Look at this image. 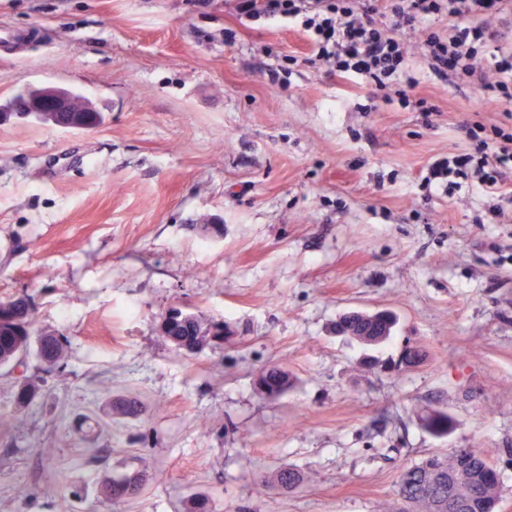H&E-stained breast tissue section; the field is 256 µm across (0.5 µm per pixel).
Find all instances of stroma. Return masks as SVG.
Instances as JSON below:
<instances>
[{
  "mask_svg": "<svg viewBox=\"0 0 512 512\" xmlns=\"http://www.w3.org/2000/svg\"><path fill=\"white\" fill-rule=\"evenodd\" d=\"M1 30L0 100L69 86L105 119L0 123V297L27 291L71 344L26 409L0 374V512H183L193 493L216 512H385L403 466L469 446L491 449L512 512V173L496 193L427 178L497 109L420 60L429 109L402 108L233 0H0ZM176 304L225 321L223 349L173 350ZM382 310L381 345L336 328ZM409 341L426 358L397 368ZM271 364L293 377L276 400L255 386ZM125 396L140 419L108 415ZM429 410L456 428L434 436ZM284 465L305 484L254 483ZM141 469L163 477L102 497ZM162 472L138 470L130 474L109 476L101 484L103 495L114 502H127L139 498L147 485L162 477Z\"/></svg>",
  "mask_w": 512,
  "mask_h": 512,
  "instance_id": "35a3bbf8",
  "label": "stroma"
}]
</instances>
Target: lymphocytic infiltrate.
<instances>
[{"mask_svg": "<svg viewBox=\"0 0 512 512\" xmlns=\"http://www.w3.org/2000/svg\"><path fill=\"white\" fill-rule=\"evenodd\" d=\"M512 11V0H235V12L251 22L297 24L313 60L343 79H362L374 90L396 87L402 107L423 109L412 67L421 54L443 80L458 79L484 103L512 120V46L497 44L494 27ZM448 19L447 32L429 27ZM420 31L418 46L407 32ZM467 145L448 162L432 167L431 179L475 173L487 189L499 190L512 169V133L499 125L471 123Z\"/></svg>", "mask_w": 512, "mask_h": 512, "instance_id": "f902f5d3", "label": "lymphocytic infiltrate"}]
</instances>
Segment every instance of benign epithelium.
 Returning a JSON list of instances; mask_svg holds the SVG:
<instances>
[{
	"instance_id": "obj_1",
	"label": "benign epithelium",
	"mask_w": 512,
	"mask_h": 512,
	"mask_svg": "<svg viewBox=\"0 0 512 512\" xmlns=\"http://www.w3.org/2000/svg\"><path fill=\"white\" fill-rule=\"evenodd\" d=\"M95 111L87 103L76 100V93L58 87H41L20 100H13L0 107V119L7 112H19L30 121L63 130H91L96 121L86 118Z\"/></svg>"
}]
</instances>
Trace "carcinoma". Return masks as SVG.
Wrapping results in <instances>:
<instances>
[{
	"mask_svg": "<svg viewBox=\"0 0 512 512\" xmlns=\"http://www.w3.org/2000/svg\"><path fill=\"white\" fill-rule=\"evenodd\" d=\"M222 321L204 320L195 314L179 317L165 339L186 356L205 350L224 348ZM70 342L53 329L35 327L32 298L25 292L0 298V368L24 372L16 378L15 401L21 408L30 405L40 392L44 375L63 374L67 366ZM422 361V350L407 345L399 365L412 368ZM261 382L272 392L283 395L292 378L288 369L270 365L261 370ZM112 413L136 418L143 404L136 398L122 397L112 401ZM426 428L442 437L454 428V421L445 413H428L423 417ZM494 462L485 448H456L450 453L431 454L400 471L392 512H448V493L467 503L466 512H494L500 497V479L492 472ZM162 473L138 470L130 474L109 476L101 484L103 495L114 502L139 498L147 485ZM256 482L291 491L305 482L298 469L282 466L270 476L260 474ZM185 512H213L209 499L192 494L186 499Z\"/></svg>",
	"mask_w": 512,
	"mask_h": 512,
	"instance_id": "1",
	"label": "carcinoma"
}]
</instances>
